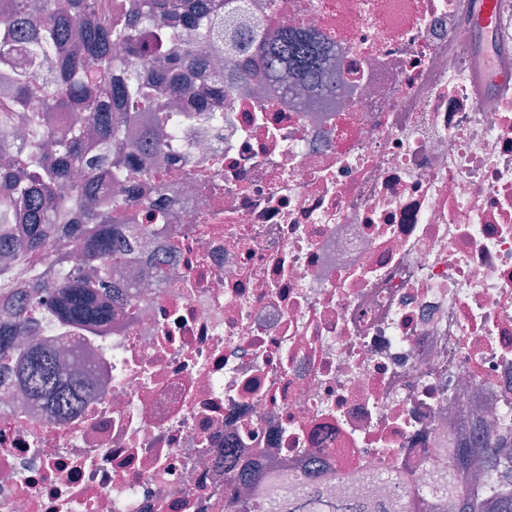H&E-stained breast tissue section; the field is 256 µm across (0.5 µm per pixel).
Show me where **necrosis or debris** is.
<instances>
[{"instance_id":"obj_1","label":"necrosis or debris","mask_w":512,"mask_h":512,"mask_svg":"<svg viewBox=\"0 0 512 512\" xmlns=\"http://www.w3.org/2000/svg\"><path fill=\"white\" fill-rule=\"evenodd\" d=\"M463 6L225 0L248 32L326 35L345 89L254 97L242 50L235 90L146 113L169 160L128 167L168 231L107 324L38 336L93 384L77 417L0 385V512H219L230 449L392 500L512 417V88L483 89Z\"/></svg>"}]
</instances>
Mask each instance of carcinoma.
<instances>
[{
	"instance_id": "obj_1",
	"label": "carcinoma",
	"mask_w": 512,
	"mask_h": 512,
	"mask_svg": "<svg viewBox=\"0 0 512 512\" xmlns=\"http://www.w3.org/2000/svg\"><path fill=\"white\" fill-rule=\"evenodd\" d=\"M215 30L224 33V0H142L139 11L116 22L102 0H0V124L11 111L31 113L21 143L0 140V218L11 220L0 230V360L38 314L88 329L111 319L103 293L112 269L130 257L118 235L120 209L130 197L153 219L152 205L132 196L120 164L134 147L147 161L163 149L147 131L136 144L127 132L139 113L168 110L192 92L185 67L215 66L205 41ZM114 42L125 46L124 56L112 55ZM250 45L267 64L268 93L286 95L302 84L319 91L323 104L334 102L333 48L321 33L283 24ZM19 267L27 268L22 282L12 278ZM12 372L50 416L67 420L80 412L86 383L76 372H60L51 344L22 350ZM508 432L512 424L505 422L488 434L482 454L499 455ZM477 456L443 449L454 512H512V478L490 497L467 480ZM224 469L231 479L223 512H387L360 489L309 492L292 470H240L228 454ZM438 509L410 490L398 512Z\"/></svg>"
}]
</instances>
